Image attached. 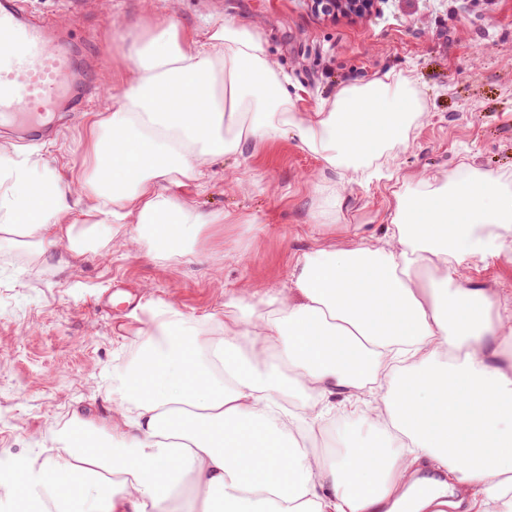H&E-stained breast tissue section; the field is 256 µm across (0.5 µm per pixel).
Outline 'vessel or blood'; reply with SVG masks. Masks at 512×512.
<instances>
[{
  "label": "vessel or blood",
  "mask_w": 512,
  "mask_h": 512,
  "mask_svg": "<svg viewBox=\"0 0 512 512\" xmlns=\"http://www.w3.org/2000/svg\"><path fill=\"white\" fill-rule=\"evenodd\" d=\"M55 19H28L20 0H0V119L27 121L50 110L77 79V61Z\"/></svg>",
  "instance_id": "1"
}]
</instances>
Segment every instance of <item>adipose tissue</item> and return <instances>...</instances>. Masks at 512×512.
Here are the masks:
<instances>
[{"instance_id": "adipose-tissue-1", "label": "adipose tissue", "mask_w": 512, "mask_h": 512, "mask_svg": "<svg viewBox=\"0 0 512 512\" xmlns=\"http://www.w3.org/2000/svg\"><path fill=\"white\" fill-rule=\"evenodd\" d=\"M164 2L91 122L88 172L0 153V240L33 262L102 257L118 235L155 258L187 254L225 215L174 187L255 141L289 137L320 158L334 180L312 219L335 222L342 187L380 177L424 116L388 73L304 111L258 26L215 15L188 29ZM508 247L503 176L464 163L404 187L382 235L302 253L286 289L230 296L215 329L153 313L109 429L70 420L53 455L1 471L0 489L13 512H395L431 469L435 496L458 491L456 512H512V299L463 284ZM339 394L368 435L327 454L316 439Z\"/></svg>"}]
</instances>
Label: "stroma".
<instances>
[{
    "label": "stroma",
    "instance_id": "35a3bbf8",
    "mask_svg": "<svg viewBox=\"0 0 512 512\" xmlns=\"http://www.w3.org/2000/svg\"><path fill=\"white\" fill-rule=\"evenodd\" d=\"M113 3L110 13L101 0H25L24 7L33 18L77 24V59L101 56L88 78L98 88L127 75L123 35L147 33L163 14V0ZM213 15L263 28L302 109L317 108L340 86L391 72L411 80L426 118L395 149L391 178L347 186L332 225L310 219L320 159L282 138L215 159L203 187L180 188L189 204L227 216L202 231L188 257L154 260L116 238L107 258L60 252L38 265L0 244V457L10 462L51 455L56 432L73 414L98 428L115 419L113 386L136 359L148 325L127 303L108 299L110 289H132L137 305L177 309L205 329L223 317L231 294L287 285L298 254L381 233L404 184L454 173L464 162L512 174V0H379L370 14L334 18L314 13L310 0H182L178 21L196 27ZM111 106L99 96L77 112L63 100L54 130L38 139L0 123V149L34 148L50 164L81 172L91 162L90 116ZM469 277L512 294V252L476 262Z\"/></svg>",
    "mask_w": 512,
    "mask_h": 512
}]
</instances>
